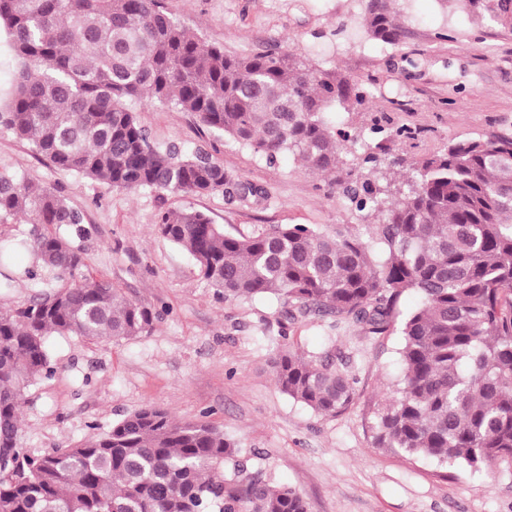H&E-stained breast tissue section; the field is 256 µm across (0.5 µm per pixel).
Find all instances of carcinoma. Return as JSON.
<instances>
[{
    "instance_id": "cac0c4a2",
    "label": "carcinoma",
    "mask_w": 512,
    "mask_h": 512,
    "mask_svg": "<svg viewBox=\"0 0 512 512\" xmlns=\"http://www.w3.org/2000/svg\"><path fill=\"white\" fill-rule=\"evenodd\" d=\"M363 2L365 33L397 41L392 0ZM460 2L512 21V0ZM0 24L19 64L0 123L58 169L129 191L257 194L203 151L157 148L130 107L146 102L191 112L271 163L292 152L306 170L335 175L330 186L374 217L365 238L349 224L230 234L197 210L166 211L157 228L226 301L273 295L289 321L333 315L373 339L400 331L401 387L379 412V446L473 470L512 457V137L452 143L393 191L375 176L385 148L367 147L370 169L344 170L350 135L324 119L332 105H365L361 84L292 49L226 54L165 0H0ZM27 212L32 237L0 242V288L13 282L19 247L38 259L20 274L58 286L0 310V448L18 460L0 469V512H308L295 490L247 474L221 430L153 406L68 448L32 456L18 446L25 391L53 373L48 337L118 341L150 333L155 320L111 281L85 278L80 253L49 231L80 226L79 210L0 173V222ZM409 292L422 304L403 313ZM273 363L279 389L318 414L353 400V378L329 356L283 344Z\"/></svg>"
}]
</instances>
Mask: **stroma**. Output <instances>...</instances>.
I'll list each match as a JSON object with an SVG mask.
<instances>
[{"label":"stroma","mask_w":512,"mask_h":512,"mask_svg":"<svg viewBox=\"0 0 512 512\" xmlns=\"http://www.w3.org/2000/svg\"><path fill=\"white\" fill-rule=\"evenodd\" d=\"M169 11L231 54L289 47L321 70L337 69L367 89L359 110L327 112L331 127L383 144L414 166L460 140L512 137V28L463 10L460 0H396L398 41L357 35L360 0H166ZM155 146L204 149L234 178L260 190L242 202L215 190L189 195L113 189L59 170L32 143L0 126V172L53 188L83 215L70 242L88 279L111 280L155 311L153 330L93 343L53 336L55 372L30 386L20 444L41 454L108 431L151 404L179 422L223 431L248 470L296 490L308 512H512V460L474 471L408 456L375 443L379 407L402 379V338L366 337L333 316L284 323L273 296L227 301L193 259L156 229L160 213L195 209L226 232L270 224L325 231L361 227L360 213L305 171L291 153L275 163L189 112L135 105ZM329 355L356 380L347 410L324 416L282 393L271 360L281 344Z\"/></svg>","instance_id":"obj_1"}]
</instances>
